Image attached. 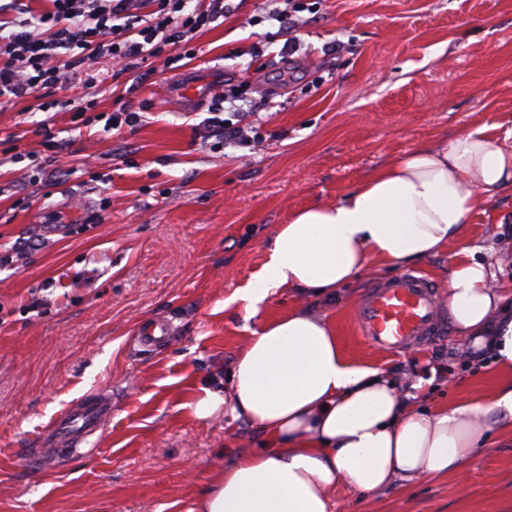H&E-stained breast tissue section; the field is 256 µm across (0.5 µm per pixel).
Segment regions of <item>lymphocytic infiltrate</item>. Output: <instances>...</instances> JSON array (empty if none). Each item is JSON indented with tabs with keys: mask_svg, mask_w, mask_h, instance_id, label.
Listing matches in <instances>:
<instances>
[{
	"mask_svg": "<svg viewBox=\"0 0 512 512\" xmlns=\"http://www.w3.org/2000/svg\"><path fill=\"white\" fill-rule=\"evenodd\" d=\"M187 0H48L29 19L24 0H0V104L27 98L48 112L70 106L59 89L79 74L84 61L106 58L122 69L152 58L171 66L180 48L228 12L225 0L187 10Z\"/></svg>",
	"mask_w": 512,
	"mask_h": 512,
	"instance_id": "f902f5d3",
	"label": "lymphocytic infiltrate"
}]
</instances>
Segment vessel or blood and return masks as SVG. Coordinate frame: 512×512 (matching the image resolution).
I'll return each instance as SVG.
<instances>
[{
  "label": "vessel or blood",
  "instance_id": "1",
  "mask_svg": "<svg viewBox=\"0 0 512 512\" xmlns=\"http://www.w3.org/2000/svg\"><path fill=\"white\" fill-rule=\"evenodd\" d=\"M169 96L180 105L193 106L205 100L206 93L199 83L181 80L171 84ZM354 327L368 346L393 353L441 336L446 317L433 281L421 272L405 271L369 286L356 307ZM111 418V392L90 391L44 427L25 455L44 466L51 458L77 455L100 436Z\"/></svg>",
  "mask_w": 512,
  "mask_h": 512
}]
</instances>
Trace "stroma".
<instances>
[{
  "label": "stroma",
  "mask_w": 512,
  "mask_h": 512,
  "mask_svg": "<svg viewBox=\"0 0 512 512\" xmlns=\"http://www.w3.org/2000/svg\"><path fill=\"white\" fill-rule=\"evenodd\" d=\"M263 0L197 34L180 67L119 71L85 62L93 85L61 96L100 113H136L110 130L59 112L58 152L43 144V112L0 109V512H195L218 467L259 447L245 421L196 419L197 388L227 383L261 320L291 305L270 296L247 317L235 292L265 258L276 225L333 202L416 147L497 124L512 127V0H320L304 13L300 47L249 25ZM341 52H333L336 42ZM203 81L208 104L170 102L171 81ZM234 89L245 140L216 133ZM512 242V190L483 204L461 247L476 258ZM375 268L307 309L332 321L350 359L392 374L421 407L489 396L493 358L472 339L383 353L352 331L367 287L396 275ZM172 339L142 348V325ZM112 391V419L95 450L47 469L28 460L53 415L91 389ZM349 512H512V430L488 432L465 479L347 488Z\"/></svg>",
  "instance_id": "obj_1"
}]
</instances>
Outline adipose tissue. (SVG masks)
Returning a JSON list of instances; mask_svg holds the SVG:
<instances>
[{
  "label": "adipose tissue",
  "mask_w": 512,
  "mask_h": 512,
  "mask_svg": "<svg viewBox=\"0 0 512 512\" xmlns=\"http://www.w3.org/2000/svg\"><path fill=\"white\" fill-rule=\"evenodd\" d=\"M512 188V129L482 126L419 146L333 203L276 225L262 269L235 298L247 316L271 295L334 296L372 264L422 261L461 239L474 213ZM492 264L457 252L448 310L457 335L498 362L487 403L413 406L396 380L349 361L328 318L292 307L264 320L225 387H201L194 417L244 419L258 448L238 454L201 493L198 512H334L336 490L375 493L392 481L464 476L492 424L512 427V289Z\"/></svg>",
  "instance_id": "1"
}]
</instances>
